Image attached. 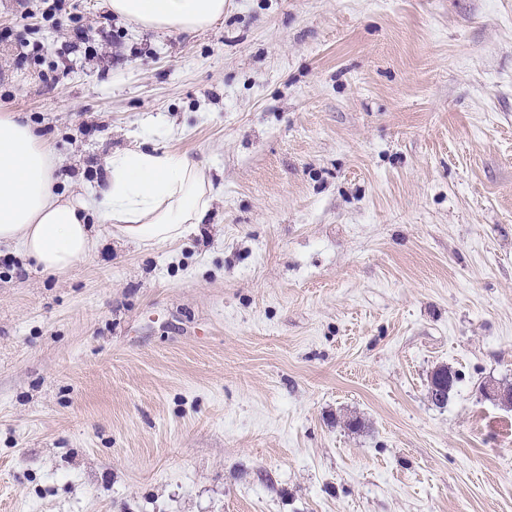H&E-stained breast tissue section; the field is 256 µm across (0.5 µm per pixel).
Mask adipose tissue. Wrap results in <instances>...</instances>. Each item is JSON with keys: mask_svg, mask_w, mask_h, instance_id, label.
Listing matches in <instances>:
<instances>
[{"mask_svg": "<svg viewBox=\"0 0 512 512\" xmlns=\"http://www.w3.org/2000/svg\"><path fill=\"white\" fill-rule=\"evenodd\" d=\"M112 13L144 28L193 32L224 15V0H108ZM214 186L204 167L166 150L112 156L102 186L57 191L53 150L30 123L0 113V244L17 245L42 272L62 274L93 253L97 224L152 246L203 223Z\"/></svg>", "mask_w": 512, "mask_h": 512, "instance_id": "obj_1", "label": "adipose tissue"}]
</instances>
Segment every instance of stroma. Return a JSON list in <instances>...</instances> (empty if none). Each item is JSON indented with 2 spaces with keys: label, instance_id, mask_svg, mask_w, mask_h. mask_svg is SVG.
<instances>
[{
  "label": "stroma",
  "instance_id": "stroma-1",
  "mask_svg": "<svg viewBox=\"0 0 512 512\" xmlns=\"http://www.w3.org/2000/svg\"><path fill=\"white\" fill-rule=\"evenodd\" d=\"M43 8L0 0V113L61 190L143 142L216 196L62 275L0 245V512H512V0ZM112 14L144 28L193 32L224 16V0H108Z\"/></svg>",
  "mask_w": 512,
  "mask_h": 512
}]
</instances>
